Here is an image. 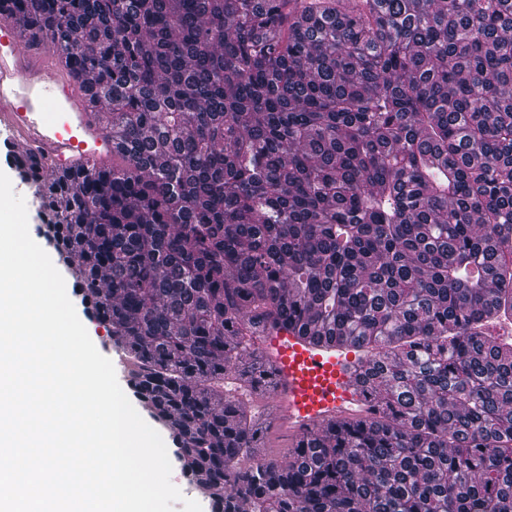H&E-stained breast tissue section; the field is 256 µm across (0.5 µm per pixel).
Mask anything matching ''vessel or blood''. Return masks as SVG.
Masks as SVG:
<instances>
[{"instance_id": "b4317fda", "label": "vessel or blood", "mask_w": 512, "mask_h": 512, "mask_svg": "<svg viewBox=\"0 0 512 512\" xmlns=\"http://www.w3.org/2000/svg\"><path fill=\"white\" fill-rule=\"evenodd\" d=\"M0 131L50 171L112 164V133L81 79L49 49L46 36L6 22H0ZM255 344L275 382L273 428L287 440L332 419L373 414L357 382L369 357L359 343L270 325Z\"/></svg>"}]
</instances>
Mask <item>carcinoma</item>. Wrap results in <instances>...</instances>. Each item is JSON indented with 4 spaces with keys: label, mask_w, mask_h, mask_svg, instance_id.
<instances>
[{
    "label": "carcinoma",
    "mask_w": 512,
    "mask_h": 512,
    "mask_svg": "<svg viewBox=\"0 0 512 512\" xmlns=\"http://www.w3.org/2000/svg\"><path fill=\"white\" fill-rule=\"evenodd\" d=\"M112 111L38 232L213 512H508L512 0H0ZM371 350L379 409L283 459L269 320Z\"/></svg>",
    "instance_id": "1"
}]
</instances>
